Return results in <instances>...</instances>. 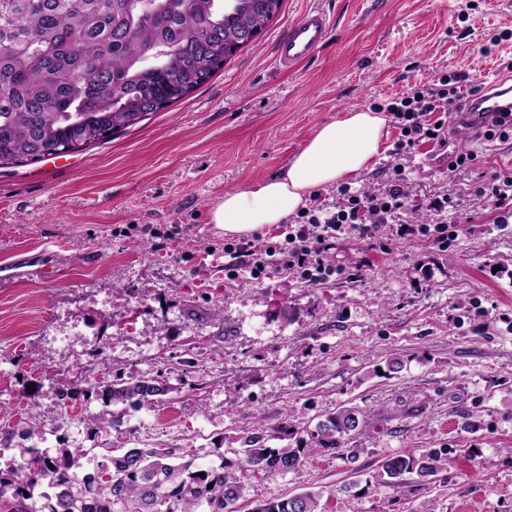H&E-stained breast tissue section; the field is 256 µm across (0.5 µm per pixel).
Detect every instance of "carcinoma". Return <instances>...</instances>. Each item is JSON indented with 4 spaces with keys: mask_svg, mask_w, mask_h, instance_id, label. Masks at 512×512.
<instances>
[{
    "mask_svg": "<svg viewBox=\"0 0 512 512\" xmlns=\"http://www.w3.org/2000/svg\"><path fill=\"white\" fill-rule=\"evenodd\" d=\"M283 0H0V166L38 161L51 148L78 153L105 142V133L137 125L206 84L278 15ZM108 405L153 407L165 393L143 376L89 385ZM125 412L81 419L87 429L115 427ZM366 425L356 408L319 421L292 448H270L264 435L244 437L238 469L285 475L315 450L356 456L350 446ZM26 465L0 467V512H237L245 485L232 467L199 466L172 448H130L117 455L80 445L46 458L23 448ZM437 451L385 458L382 485L405 474L433 479ZM55 474L40 489L46 472ZM105 473L102 481L98 474ZM320 494L265 500L252 512H320Z\"/></svg>",
    "mask_w": 512,
    "mask_h": 512,
    "instance_id": "1",
    "label": "carcinoma"
}]
</instances>
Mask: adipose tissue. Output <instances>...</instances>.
Listing matches in <instances>:
<instances>
[{
    "instance_id": "1",
    "label": "adipose tissue",
    "mask_w": 512,
    "mask_h": 512,
    "mask_svg": "<svg viewBox=\"0 0 512 512\" xmlns=\"http://www.w3.org/2000/svg\"><path fill=\"white\" fill-rule=\"evenodd\" d=\"M385 123L367 109L321 125L280 173L225 192L211 212L212 224L233 237L282 223L303 209L314 191L367 168L380 153Z\"/></svg>"
}]
</instances>
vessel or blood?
<instances>
[{
    "label": "vessel or blood",
    "mask_w": 512,
    "mask_h": 512,
    "mask_svg": "<svg viewBox=\"0 0 512 512\" xmlns=\"http://www.w3.org/2000/svg\"><path fill=\"white\" fill-rule=\"evenodd\" d=\"M331 29L330 18L320 10L305 12L290 24L287 34L277 45L278 67L288 70L309 61L327 42ZM500 118L512 125V84L503 80L490 82L470 99L466 124L470 127L490 126Z\"/></svg>",
    "instance_id": "1"
}]
</instances>
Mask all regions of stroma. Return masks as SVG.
Masks as SVG:
<instances>
[{
    "instance_id": "obj_1",
    "label": "stroma",
    "mask_w": 512,
    "mask_h": 512,
    "mask_svg": "<svg viewBox=\"0 0 512 512\" xmlns=\"http://www.w3.org/2000/svg\"><path fill=\"white\" fill-rule=\"evenodd\" d=\"M328 14L329 40L295 71L275 64L289 25ZM512 0H283L267 31L205 85L85 151L0 167V268L55 251L62 275L0 288V448L19 452L46 425L106 413L74 388L102 355L127 379L158 378L152 408L120 426L62 437L87 448H174L234 462L244 436L270 447L359 408L356 460L315 451L284 476L247 477L238 512L304 491L322 512H512V204L484 191L512 171V136L398 151L386 115L380 154L347 179H400L407 208L456 239L334 240L341 275L312 284L286 271L229 277L228 239L210 222L225 192L285 168L322 124L378 110L442 77L462 89L505 76ZM473 164L451 169L455 152ZM445 211L425 210L434 197ZM441 449L432 481H378L384 458Z\"/></svg>"
}]
</instances>
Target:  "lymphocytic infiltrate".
Returning a JSON list of instances; mask_svg holds the SVG:
<instances>
[{
  "instance_id": "f902f5d3",
  "label": "lymphocytic infiltrate",
  "mask_w": 512,
  "mask_h": 512,
  "mask_svg": "<svg viewBox=\"0 0 512 512\" xmlns=\"http://www.w3.org/2000/svg\"><path fill=\"white\" fill-rule=\"evenodd\" d=\"M460 96L457 90L423 87L413 96L388 104L387 109L398 121L402 137L408 142L428 140L445 145L442 128L431 122L434 112L451 111ZM408 193L404 183L394 180L381 192L357 190L347 193L343 208L321 217L308 215L301 224L289 225L284 244L258 246L250 241L235 245V252L247 257V267L252 277L264 275L268 268L284 266L288 271L310 283H320L336 274L335 266L322 258L332 239L343 234L361 237L379 236L382 228L394 226L398 237L433 235L437 242L455 236L448 225L428 226L416 224L403 217Z\"/></svg>"
}]
</instances>
